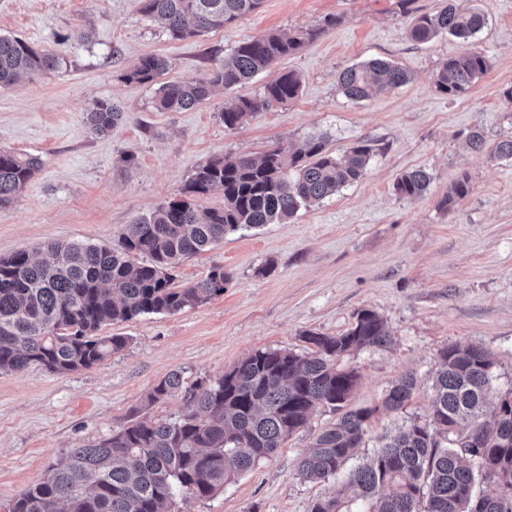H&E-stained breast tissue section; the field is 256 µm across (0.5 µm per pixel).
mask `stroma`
Masks as SVG:
<instances>
[{
	"mask_svg": "<svg viewBox=\"0 0 512 512\" xmlns=\"http://www.w3.org/2000/svg\"><path fill=\"white\" fill-rule=\"evenodd\" d=\"M439 0H264L235 26L176 40L141 15L136 0H0V34L19 37L61 58L58 70L0 88V150L38 158L39 168L11 204L0 208V257L19 249L42 258L52 242L119 246L126 224L180 197L196 168L224 155H260L270 147L300 148L325 134L343 152L369 142L366 174L287 222L243 229L188 257L173 271L185 286L223 266V294L173 314H146L102 327L128 344L103 365L66 374L30 366L0 372V512L39 482L49 464L73 448L93 445L128 424L134 411L172 419L180 397L145 405L172 371L185 382L214 380L259 349H311L307 333L345 334L361 311L384 321L390 345L356 350L344 362L358 384L349 405L377 407L357 450L374 455L382 435L430 419L438 354L453 343L491 352L493 388L512 390V160L489 148L512 136V0H472L487 17L470 41L486 73L470 92L436 91L438 64L464 45L441 35L418 43L407 35L413 12ZM339 23L323 29L325 19ZM322 35L241 88L219 90L182 112L153 107L155 87L128 84L124 72L143 56L165 57L167 79L205 78L238 44L269 32ZM371 59L399 65L405 85L371 98H346L338 76ZM285 71L297 72L296 98L225 129V101L262 96ZM96 101L117 104L124 117L105 136L83 119ZM487 150L470 149L469 129ZM424 169L419 198H400L396 178ZM468 195L441 201L459 178ZM406 373L417 377L399 412L379 405ZM337 415L319 406L268 459L206 499L176 497L171 512H310L341 481L310 482L299 459Z\"/></svg>",
	"mask_w": 512,
	"mask_h": 512,
	"instance_id": "35a3bbf8",
	"label": "stroma"
}]
</instances>
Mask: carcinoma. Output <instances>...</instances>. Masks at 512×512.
<instances>
[{"instance_id":"carcinoma-1","label":"carcinoma","mask_w":512,"mask_h":512,"mask_svg":"<svg viewBox=\"0 0 512 512\" xmlns=\"http://www.w3.org/2000/svg\"><path fill=\"white\" fill-rule=\"evenodd\" d=\"M139 12L158 20L175 39L201 36L231 26L259 11L264 0H137ZM417 16L409 35L428 42L441 34L463 41L486 24L485 15L463 0ZM339 19L294 37L270 32L245 41L224 57L204 80H169L158 85L154 109L182 112L206 101L215 88L243 86L314 40ZM59 58L18 37L0 35V87L21 76L59 68ZM487 59L464 50L436 69V90L466 93L487 71ZM168 70L165 58L149 55L122 79L157 81ZM403 68L380 59L343 70L338 84L350 100H365L382 88L408 83ZM298 74L289 71L265 86L261 97L239 95L224 103L221 118L237 128L254 113L297 97ZM93 133H108L123 116L98 101L83 112ZM320 134L290 152L272 147L261 157H216L198 167L184 189L126 225L117 248L105 244L51 243L37 261L26 250L0 258V372L19 373L32 365L64 374L103 364L128 343L125 336H100L106 325L144 314L175 313L224 292L229 276L213 267L193 284L174 285L180 262L224 239L228 233L294 217L362 177L371 149L360 143L342 153L327 149ZM39 161L0 151V207L25 190ZM430 184L416 169L397 177L404 198H418ZM220 189L224 206L200 210L190 202ZM467 177L454 182L442 201L467 196ZM133 254L148 258L135 263ZM315 350L307 355L284 349L258 350L213 381H184L170 373L147 397L180 394L188 412L170 420L135 416L120 431L85 448H73L50 465L42 481L20 493L7 512H170L174 498H210L256 467L323 405L341 412L299 459L298 474L312 482L336 477L355 456L377 409H346L358 373L339 364L350 352L391 342L372 311L340 336L306 335ZM493 355L455 343L442 349L432 378L431 420L401 426L366 463L350 470L345 486L316 500L310 512H474L477 498L492 502L488 512H512V392L493 395ZM416 379L401 376L384 398L397 411L413 395Z\"/></svg>"}]
</instances>
